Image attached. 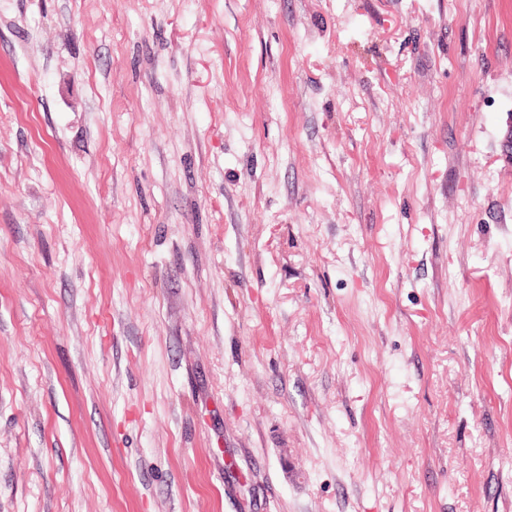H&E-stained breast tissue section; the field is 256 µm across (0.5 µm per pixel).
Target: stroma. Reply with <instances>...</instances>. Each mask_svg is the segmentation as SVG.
<instances>
[{
    "label": "stroma",
    "instance_id": "obj_1",
    "mask_svg": "<svg viewBox=\"0 0 512 512\" xmlns=\"http://www.w3.org/2000/svg\"><path fill=\"white\" fill-rule=\"evenodd\" d=\"M512 0H0V512H512Z\"/></svg>",
    "mask_w": 512,
    "mask_h": 512
}]
</instances>
